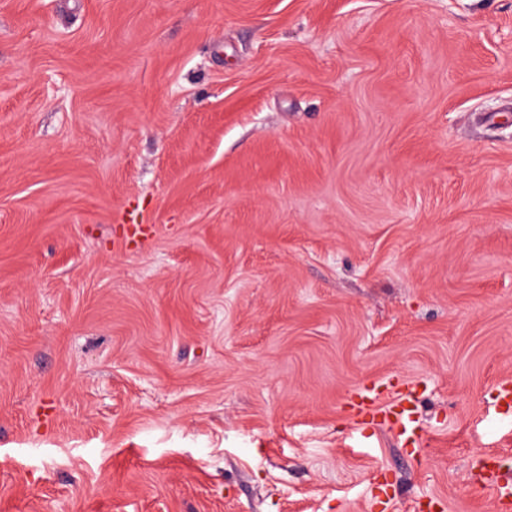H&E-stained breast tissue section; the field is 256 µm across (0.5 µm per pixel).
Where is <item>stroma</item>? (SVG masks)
<instances>
[{"mask_svg":"<svg viewBox=\"0 0 512 512\" xmlns=\"http://www.w3.org/2000/svg\"><path fill=\"white\" fill-rule=\"evenodd\" d=\"M510 379L512 0H0V512H512ZM417 391L407 387L386 399L378 387L365 388L357 395L355 402L358 415H369L377 423L387 422L396 429L399 437L410 448H421L417 417Z\"/></svg>","mask_w":512,"mask_h":512,"instance_id":"1","label":"stroma"}]
</instances>
